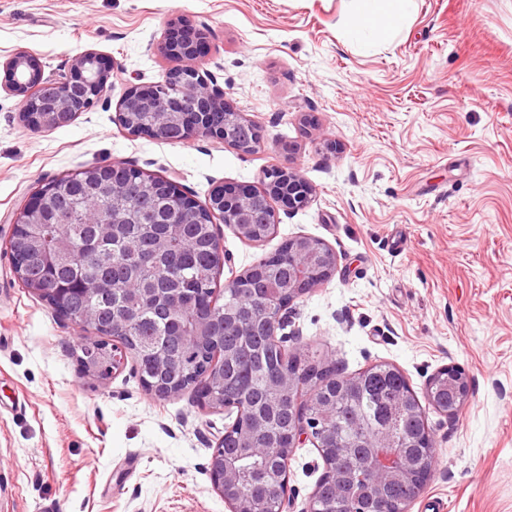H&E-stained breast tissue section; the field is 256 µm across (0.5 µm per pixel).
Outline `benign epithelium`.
Returning <instances> with one entry per match:
<instances>
[{"mask_svg": "<svg viewBox=\"0 0 512 512\" xmlns=\"http://www.w3.org/2000/svg\"><path fill=\"white\" fill-rule=\"evenodd\" d=\"M203 46L204 37L201 32L191 28L183 19L173 17L166 23L159 52L181 62L174 69L175 79L180 80L189 73L200 71ZM0 67L4 71V82L0 84V89L22 97L21 121L35 130L54 128L64 109L69 110L68 120L75 119V107L86 110L109 88L110 70L99 54L92 50L71 58L66 80L57 85V94L47 109H40L35 105V99L40 92L50 87V84L43 81L41 62L35 54L19 50L0 61ZM187 93L191 105L187 113L180 114L172 111L170 105L158 97L156 86L135 87L119 102V123L130 134L146 132L138 126L135 115L142 106L148 105L156 113V122L152 130L146 133L154 137H160L172 121L180 120L184 123L187 138L212 137L225 142L233 139V131L229 127L217 128L209 122V116L213 112L233 111L225 101L224 90L217 85L216 79L211 75L201 76L188 88ZM313 192V187L290 167H276L266 171L262 192L246 187H216L203 209L213 223V244L218 268L224 267V251L218 224L232 228L245 241L261 243L274 235L277 218L272 208L266 215L254 210V201L258 194H263L267 199L273 198L288 209L295 210L306 207ZM50 193L51 188L46 187L31 194L20 208L13 227L42 221L45 199ZM293 255L301 258L295 268L303 270V273L288 283L286 300L276 305H252L250 319L246 322L239 318L237 311L224 310V332L241 336L264 327L270 330L272 340L279 342L278 332L288 326L293 301L321 286L332 277L336 268L334 251L328 245L322 242L317 244L309 238L299 237L288 242V256ZM313 263L324 268L323 275L314 282L304 274ZM145 301L149 306L160 304L161 314L169 319L182 308L178 297L172 294L162 296L154 288L147 290ZM80 319L83 320L82 326L92 329L99 339L85 342L82 355L78 359L79 371L83 376L103 383L123 370L129 355L127 348L118 342L120 325L112 324V339L115 343L109 350L104 333L93 323L92 313L86 311L80 314ZM195 338L203 346L214 350L215 357L221 356L223 337L213 335L209 320H197ZM148 363L151 378L144 381L143 386L154 397L167 399L191 389L200 406L209 409L224 408V374L208 372L190 380L180 361L167 352L151 355ZM303 386L302 376L292 372L274 369L268 375L265 399L270 409L277 410L283 406L299 408L297 417L288 423L286 444H276L269 418L257 417L248 428L237 433L235 447L226 448L221 441L214 448L208 465V475L212 489L224 499L229 512H267L265 504L272 499L279 501L278 512H284L289 480L288 461L294 449L307 441L313 442L317 448L319 444L316 443V437L330 434V431L321 427L319 419L308 415L301 408L299 397ZM247 455L275 458L273 465L257 467L252 471V482L262 490L260 496L246 490L240 479V461ZM364 455L372 462V485L368 490H356L346 481L347 474L353 467V460L357 457L355 449H343L339 455L345 462L342 467H326L329 472H340L336 494L353 504L352 508L344 512H365L364 509L354 506V503L363 499L372 503L377 492L392 486L410 487V500L413 501L434 474L431 468L416 470L410 462L407 448L387 437L366 441Z\"/></svg>", "mask_w": 512, "mask_h": 512, "instance_id": "obj_1", "label": "benign epithelium"}]
</instances>
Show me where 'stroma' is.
Here are the masks:
<instances>
[{
    "instance_id": "obj_1",
    "label": "stroma",
    "mask_w": 512,
    "mask_h": 512,
    "mask_svg": "<svg viewBox=\"0 0 512 512\" xmlns=\"http://www.w3.org/2000/svg\"><path fill=\"white\" fill-rule=\"evenodd\" d=\"M351 0H0V59L27 49L43 78L93 50L112 89L68 125L34 131L0 90V512H228L206 466L234 418L192 393L160 400L135 361L99 383L79 375L83 332L11 271L15 214L44 181L122 163L198 202L224 184L262 188L288 166L314 188L277 208L264 243L222 228V278L288 239L336 254L333 276L291 305L289 352L351 377L389 363L426 402L461 367L470 394L429 411L434 476L409 512H512V0H414L387 37L348 34ZM180 16L208 44L203 71L255 121L262 143L133 136L117 106L165 81L157 48ZM317 120L304 127L302 114ZM323 473L316 448L289 462L286 512H306Z\"/></svg>"
}]
</instances>
